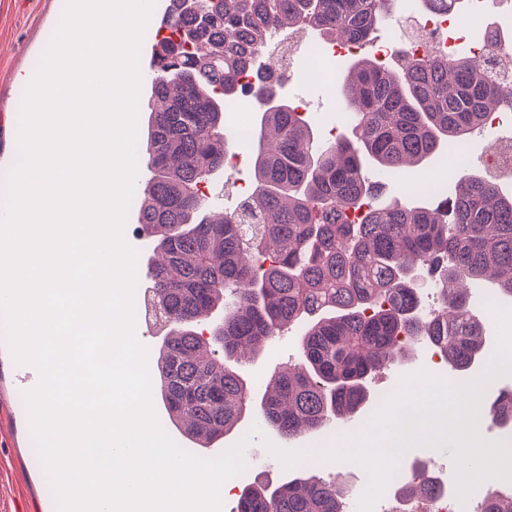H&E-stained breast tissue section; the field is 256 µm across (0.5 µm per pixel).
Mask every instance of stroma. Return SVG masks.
Returning a JSON list of instances; mask_svg holds the SVG:
<instances>
[{"instance_id": "stroma-1", "label": "stroma", "mask_w": 512, "mask_h": 512, "mask_svg": "<svg viewBox=\"0 0 512 512\" xmlns=\"http://www.w3.org/2000/svg\"><path fill=\"white\" fill-rule=\"evenodd\" d=\"M62 0H0V206L5 205L11 169L17 153L18 126L14 117L16 98L22 91L20 76L36 71L62 14ZM330 74L325 85L306 88L297 80H290V93L298 99L317 136H324L322 115L335 114L336 129L346 132L347 122L341 100L335 90L339 70L348 66L345 58L322 54ZM460 169L455 156L443 153L432 161L416 165L386 178L387 192L406 185L425 200H432V185L449 181ZM300 327L285 329L274 342L258 352L243 366L244 375L254 386H261L265 375L276 367H289L300 361ZM447 376L448 369L439 356L430 350H411L408 358L398 365L376 372L370 382L372 396L355 418L357 428H364L377 407L379 393L396 391L403 377L419 370ZM259 414L246 417L234 433L224 439L225 447L242 445L245 471L233 478L237 487L259 483L275 487L290 475L274 449L294 451L300 448H322L343 436L345 426L330 424L316 434L285 441L274 432L264 429L250 435L253 424L259 423ZM51 487L39 462L29 429H22L17 443L0 440V512H57L48 504Z\"/></svg>"}]
</instances>
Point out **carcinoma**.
I'll list each match as a JSON object with an SVG mask.
<instances>
[{
  "label": "carcinoma",
  "mask_w": 512,
  "mask_h": 512,
  "mask_svg": "<svg viewBox=\"0 0 512 512\" xmlns=\"http://www.w3.org/2000/svg\"><path fill=\"white\" fill-rule=\"evenodd\" d=\"M394 2L168 0V35L152 51L153 106L139 145L150 177L136 220L156 251L145 299L169 326L155 353V395L202 448L223 443L255 410L240 366L288 325L303 328L301 364L268 374L260 399L266 427L286 440L353 418L372 374L411 346L437 350L454 375L471 374L489 340L471 289L512 300V193L464 169L434 206L404 186L383 197L368 176L459 154L495 105L512 107V91L488 82L482 59H354L338 81L348 136L318 139L290 104L262 113L249 142L229 132L227 113L288 83L258 65L271 33L300 26L328 44L367 42ZM419 2L425 13L465 5ZM242 149L254 154L252 191L217 219L202 188ZM427 283L441 302L434 316L421 306ZM218 313L221 353L205 356L198 325ZM479 423L512 430V391L481 406ZM446 492L431 472L403 486L425 503ZM349 504L345 487L304 470L275 488L244 489L237 512H350ZM479 512H512V497L488 486Z\"/></svg>",
  "instance_id": "obj_1"
}]
</instances>
